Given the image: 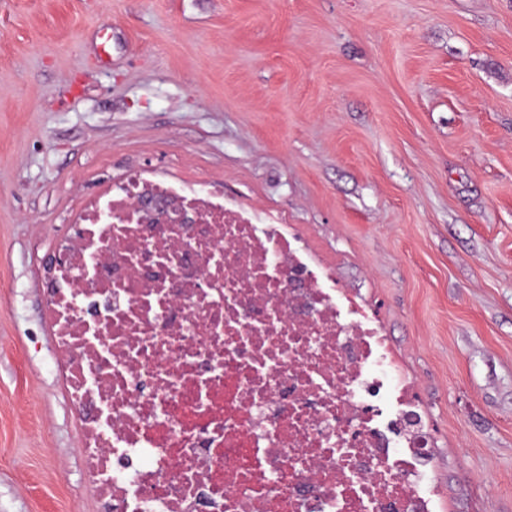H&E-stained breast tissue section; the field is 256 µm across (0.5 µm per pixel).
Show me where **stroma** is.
Segmentation results:
<instances>
[{
	"label": "stroma",
	"mask_w": 512,
	"mask_h": 512,
	"mask_svg": "<svg viewBox=\"0 0 512 512\" xmlns=\"http://www.w3.org/2000/svg\"><path fill=\"white\" fill-rule=\"evenodd\" d=\"M144 164L294 224L415 380L438 512H512V0H0V512H102L48 259Z\"/></svg>",
	"instance_id": "35a3bbf8"
}]
</instances>
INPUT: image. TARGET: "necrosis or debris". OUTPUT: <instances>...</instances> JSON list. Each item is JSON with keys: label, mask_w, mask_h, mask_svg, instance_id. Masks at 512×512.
I'll use <instances>...</instances> for the list:
<instances>
[{"label": "necrosis or debris", "mask_w": 512, "mask_h": 512, "mask_svg": "<svg viewBox=\"0 0 512 512\" xmlns=\"http://www.w3.org/2000/svg\"><path fill=\"white\" fill-rule=\"evenodd\" d=\"M58 254L47 311L103 512H435L377 315L282 217L141 169Z\"/></svg>", "instance_id": "necrosis-or-debris-1"}]
</instances>
